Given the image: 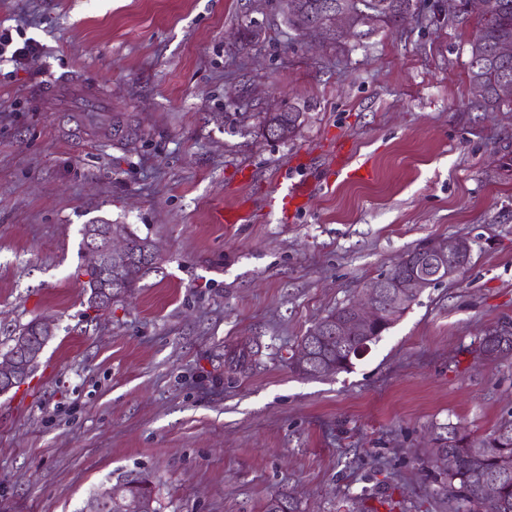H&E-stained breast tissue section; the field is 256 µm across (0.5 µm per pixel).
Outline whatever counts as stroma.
Wrapping results in <instances>:
<instances>
[{
	"instance_id": "35a3bbf8",
	"label": "stroma",
	"mask_w": 512,
	"mask_h": 512,
	"mask_svg": "<svg viewBox=\"0 0 512 512\" xmlns=\"http://www.w3.org/2000/svg\"><path fill=\"white\" fill-rule=\"evenodd\" d=\"M284 0H0L39 42L0 61V353L53 335L0 396V512H79L135 470L162 512H448L435 427L512 410V112H471V22L416 19L335 47ZM101 99L58 98L60 80ZM45 90L43 99L33 87ZM300 113L287 141L236 112ZM141 138L112 140V116ZM369 175L337 173L336 153ZM317 189L290 214L276 185ZM247 197L248 217L217 214ZM151 238L160 272L107 311L75 277L86 224ZM464 238L468 270L427 289L349 371L306 378L307 330L408 250ZM261 345L258 359L242 350Z\"/></svg>"
}]
</instances>
